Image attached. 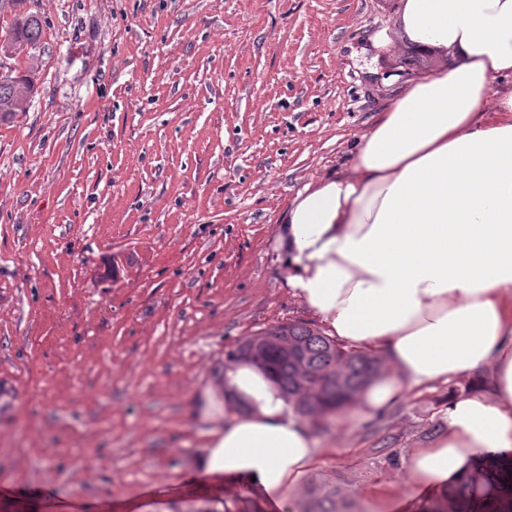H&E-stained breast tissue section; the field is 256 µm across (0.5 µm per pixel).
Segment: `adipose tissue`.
Returning <instances> with one entry per match:
<instances>
[{"mask_svg":"<svg viewBox=\"0 0 512 512\" xmlns=\"http://www.w3.org/2000/svg\"><path fill=\"white\" fill-rule=\"evenodd\" d=\"M396 22L447 66L407 82L350 161L300 192L278 228L293 293L342 343L391 369L360 406L489 367L492 393L452 398L446 428L408 462L409 485L474 480L512 450V0H400ZM224 424L194 466L284 501L317 441L273 379L224 372Z\"/></svg>","mask_w":512,"mask_h":512,"instance_id":"adipose-tissue-1","label":"adipose tissue"}]
</instances>
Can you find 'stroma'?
<instances>
[{"label": "stroma", "instance_id": "1", "mask_svg": "<svg viewBox=\"0 0 512 512\" xmlns=\"http://www.w3.org/2000/svg\"><path fill=\"white\" fill-rule=\"evenodd\" d=\"M399 0H27L28 111L0 121V512H419L407 459L491 370L314 428L270 508L190 468L224 419L226 356L290 323L277 229L407 77ZM305 512H348L344 510V499L339 490H324Z\"/></svg>", "mask_w": 512, "mask_h": 512}]
</instances>
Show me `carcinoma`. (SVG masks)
I'll use <instances>...</instances> for the list:
<instances>
[{
	"instance_id": "obj_1",
	"label": "carcinoma",
	"mask_w": 512,
	"mask_h": 512,
	"mask_svg": "<svg viewBox=\"0 0 512 512\" xmlns=\"http://www.w3.org/2000/svg\"><path fill=\"white\" fill-rule=\"evenodd\" d=\"M25 0H0L16 11L14 24L0 39V51L15 43L36 45L42 35V18L23 11ZM30 84L22 76L0 82V120L26 111L30 103ZM288 343V353L271 351V370L293 410L313 422L326 423L336 414L354 407L363 388L378 376L381 362L366 353L344 349L334 338L315 328L293 323L279 327ZM265 344L263 335L243 340L229 356L245 357ZM304 512H346L344 499L336 489L323 491L313 507Z\"/></svg>"
}]
</instances>
